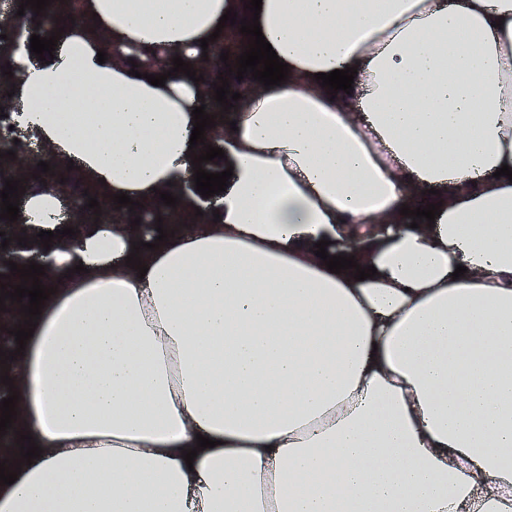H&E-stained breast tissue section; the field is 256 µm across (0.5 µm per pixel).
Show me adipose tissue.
<instances>
[{
  "mask_svg": "<svg viewBox=\"0 0 512 512\" xmlns=\"http://www.w3.org/2000/svg\"><path fill=\"white\" fill-rule=\"evenodd\" d=\"M246 2L84 0L53 60L12 54L20 131L153 202L205 151L204 87L130 60L196 57ZM259 22L289 73L213 139L233 170L216 213L140 251L90 222L46 260L11 371L42 453L8 447L0 512H512V0H262ZM348 67L351 92L315 79ZM21 215L66 221L41 188ZM352 231L363 281L314 254ZM200 435L216 445L186 464Z\"/></svg>",
  "mask_w": 512,
  "mask_h": 512,
  "instance_id": "1",
  "label": "adipose tissue"
}]
</instances>
